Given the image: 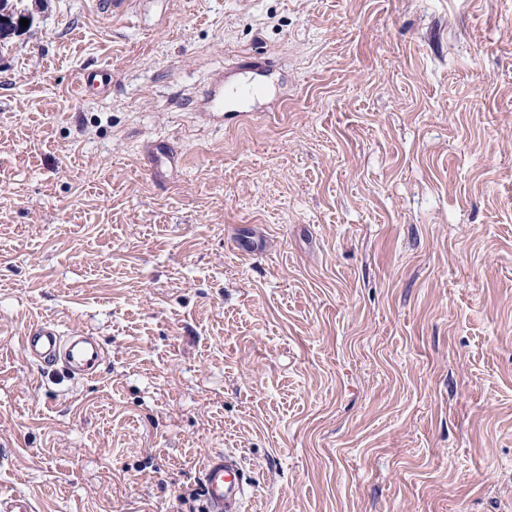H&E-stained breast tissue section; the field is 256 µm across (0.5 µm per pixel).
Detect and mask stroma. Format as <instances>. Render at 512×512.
Returning <instances> with one entry per match:
<instances>
[{
    "mask_svg": "<svg viewBox=\"0 0 512 512\" xmlns=\"http://www.w3.org/2000/svg\"><path fill=\"white\" fill-rule=\"evenodd\" d=\"M13 15L0 490L181 512L226 449L250 512H512V0ZM45 319L99 376L36 375ZM110 83L103 80V72L98 68H86L80 74L78 90L83 97L103 96L108 93ZM23 349L38 370L60 369L73 379L97 376L106 358L98 336L83 329L63 331L53 321L29 326L23 337Z\"/></svg>",
    "mask_w": 512,
    "mask_h": 512,
    "instance_id": "stroma-1",
    "label": "stroma"
}]
</instances>
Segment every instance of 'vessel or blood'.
I'll return each mask as SVG.
<instances>
[{"label": "vessel or blood", "mask_w": 512, "mask_h": 512, "mask_svg": "<svg viewBox=\"0 0 512 512\" xmlns=\"http://www.w3.org/2000/svg\"><path fill=\"white\" fill-rule=\"evenodd\" d=\"M109 83L97 68L84 69L78 90L82 96H102ZM23 349L38 370H61L73 379L97 376L106 358L99 337L86 330H62L58 323L41 321L29 326ZM202 491L205 512H244L253 485L236 453L211 451L202 465ZM0 512H36L32 498L21 493L0 492Z\"/></svg>", "instance_id": "1"}]
</instances>
